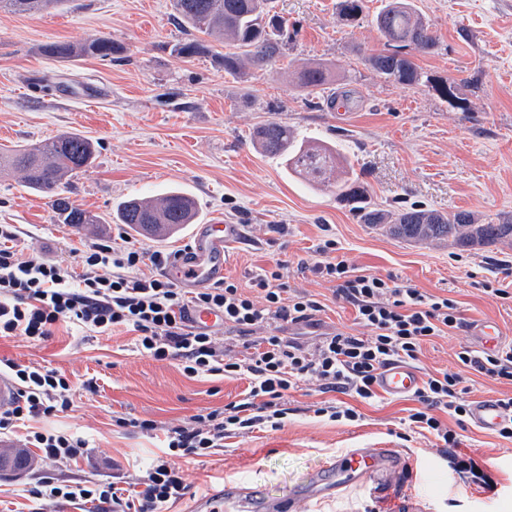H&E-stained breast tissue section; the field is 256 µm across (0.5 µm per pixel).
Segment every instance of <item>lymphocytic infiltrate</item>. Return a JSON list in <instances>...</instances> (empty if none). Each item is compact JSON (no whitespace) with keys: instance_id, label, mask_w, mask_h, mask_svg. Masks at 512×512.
Wrapping results in <instances>:
<instances>
[{"instance_id":"f902f5d3","label":"lymphocytic infiltrate","mask_w":512,"mask_h":512,"mask_svg":"<svg viewBox=\"0 0 512 512\" xmlns=\"http://www.w3.org/2000/svg\"><path fill=\"white\" fill-rule=\"evenodd\" d=\"M21 230L0 224V336H23L42 342L59 322L97 333L123 327L136 335L138 347L157 360H179L186 376H247L244 399L193 416L168 429V457L155 459L143 475L106 485H58L46 480L31 486L32 499L83 501L95 512H161L183 498L188 486L173 462L177 456H205L222 447L228 434L246 435L261 428L280 429L288 414L287 397L302 383L316 382L326 396L317 415L336 421L359 420L358 405L377 396L380 370L394 361L418 360L422 346L465 325L456 301L426 295L360 270L336 256V242L323 240L319 261L309 270L336 285L335 298L354 309L356 324L369 335L320 332L324 304L313 295L289 292L283 264L261 269L241 284L220 280L212 287L185 294L167 275L172 253L149 251L130 241H104L87 246L80 256L83 272L74 276L62 262L23 255L17 244ZM217 313L249 355L225 357L211 328L186 323L188 309ZM318 329L314 342L283 335L284 326ZM457 370L427 375L414 392L410 424L426 429L448 455L454 470L485 489L494 484L481 464L461 454L458 433L470 414L465 370L494 381L512 382V342L490 350L464 346L456 354ZM19 390L14 405L0 411V434L18 423L48 418L71 409L69 381L56 370L0 359ZM454 418L445 425L442 415ZM25 447L41 450L51 460H77L88 452L79 436L28 432Z\"/></svg>"}]
</instances>
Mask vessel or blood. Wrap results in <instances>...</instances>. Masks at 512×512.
Here are the masks:
<instances>
[{"mask_svg":"<svg viewBox=\"0 0 512 512\" xmlns=\"http://www.w3.org/2000/svg\"><path fill=\"white\" fill-rule=\"evenodd\" d=\"M239 237L237 225L219 218L198 225L189 245L173 259L168 276L188 291L209 287L223 278L230 250ZM420 384L418 371L398 362L382 370L377 388L383 395L398 397L412 393ZM470 417L475 427L492 433L500 428L506 412L497 399L486 397L473 404ZM394 458L395 451L391 448H351L299 483L288 498L227 483L216 494L194 502L191 512H293L297 502L324 498L363 482L390 467Z\"/></svg>","mask_w":512,"mask_h":512,"instance_id":"1","label":"vessel or blood"}]
</instances>
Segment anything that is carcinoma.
<instances>
[{
  "instance_id": "carcinoma-1",
  "label": "carcinoma",
  "mask_w": 512,
  "mask_h": 512,
  "mask_svg": "<svg viewBox=\"0 0 512 512\" xmlns=\"http://www.w3.org/2000/svg\"><path fill=\"white\" fill-rule=\"evenodd\" d=\"M62 0H0V11L39 13ZM274 0H173L174 18L179 25L215 38L224 39V72L239 74L251 65L265 73L272 70L282 54L288 36V20L273 12ZM364 0H338L339 19L348 26L362 20ZM373 23L387 44L379 54L363 58L365 65L384 80L413 86L421 73L412 53L425 54L436 46L429 23L416 9L413 0H387ZM172 51L191 58L206 54L210 45L195 37L173 45ZM45 55L68 59L79 53L102 60H118L124 48L102 36L78 46L53 42L44 47ZM328 79L327 69L312 64L299 71L297 83L314 91ZM253 144L264 154L285 159L288 168L317 184L329 185L327 174L340 169L339 157L332 147L299 141L288 125L267 121L255 127ZM94 143L74 132H62L33 148L0 152V171L19 168L25 183L33 191L53 198L54 209L64 224H99L100 217L73 206L62 196L61 181L74 171L92 164ZM336 197L346 203L361 223L408 242H448L462 248H475L502 242L512 243V216L498 224H480L467 211L442 213L424 208L384 210L368 206L367 190L357 178L344 176L334 184ZM195 201L174 188L155 200L138 197L123 201L117 209L119 223L158 238L171 236L180 226L196 220Z\"/></svg>"
}]
</instances>
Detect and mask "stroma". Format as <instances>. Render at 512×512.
<instances>
[{"mask_svg": "<svg viewBox=\"0 0 512 512\" xmlns=\"http://www.w3.org/2000/svg\"><path fill=\"white\" fill-rule=\"evenodd\" d=\"M384 3L366 0L361 26L349 28L336 17V0H277L296 33L275 78L250 67L226 74L219 63L224 44L215 38L208 55L172 54L189 35L174 19L172 0H63L41 14L0 12V147L31 146L65 131L91 138L97 157L68 176V195L102 218L84 228L58 223L50 198L7 170L0 172V224L19 225L24 254L69 264L72 249L126 233L114 218L120 202L176 187L193 197L200 223L219 217L243 225L245 240L226 278L241 283L250 270L283 263L290 291L325 304L321 331L366 332L352 308L335 300L334 283L298 266L315 261L314 246L327 238L367 272L455 300L467 328L425 343L415 363L422 374L454 368L460 345H479L471 323L493 321L512 334V245L470 250L387 235L250 143L257 125L275 120L297 138L334 145L379 209L465 210L484 224L512 216V0H415L437 39L432 52L415 58L425 77L415 88L387 82L363 63L385 48L372 24ZM98 36L121 44L123 61H59L43 52L52 42L78 45ZM314 62L332 77L312 94L298 86L296 73ZM442 80L455 86L454 102L433 91ZM343 90L351 91L350 103L338 100ZM272 224L287 225V235L269 232ZM486 282L508 298L484 293ZM0 359L65 375L74 389L71 410L38 427L90 444L88 458L62 465L30 449L25 476L0 472V512H31L26 490L42 476L88 485L138 476L162 454L164 429L242 399L248 386L221 375L186 377L179 361L139 351L132 333L99 334L71 323L42 344L1 337ZM89 380L95 390L85 389ZM320 399L315 383H306L289 393L281 429L233 435L210 455L177 458L190 490L166 512H187L227 482L285 497L336 455L369 447L397 449L393 466L332 497L301 502L296 512H512V441L472 426L463 433L462 453L496 483L488 492L449 466L431 434L410 430L409 398L361 405L355 422L316 416ZM133 419L157 428L141 432L130 427Z\"/></svg>", "mask_w": 512, "mask_h": 512, "instance_id": "obj_1", "label": "stroma"}]
</instances>
